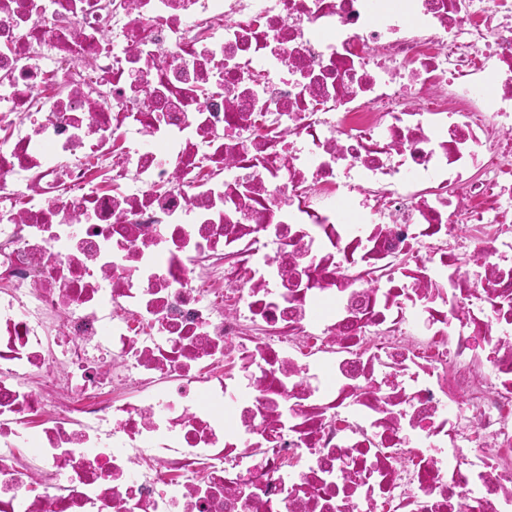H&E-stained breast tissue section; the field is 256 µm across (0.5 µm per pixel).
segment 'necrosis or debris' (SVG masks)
Returning a JSON list of instances; mask_svg holds the SVG:
<instances>
[{"instance_id":"4bbe7bcc","label":"necrosis or debris","mask_w":512,"mask_h":512,"mask_svg":"<svg viewBox=\"0 0 512 512\" xmlns=\"http://www.w3.org/2000/svg\"><path fill=\"white\" fill-rule=\"evenodd\" d=\"M0 512H512V0H0Z\"/></svg>"}]
</instances>
